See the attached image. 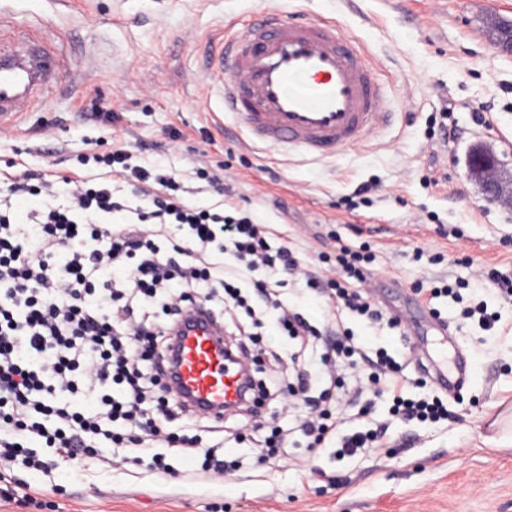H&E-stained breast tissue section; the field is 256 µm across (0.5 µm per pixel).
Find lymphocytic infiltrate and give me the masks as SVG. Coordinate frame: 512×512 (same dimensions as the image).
Returning a JSON list of instances; mask_svg holds the SVG:
<instances>
[{"label":"lymphocytic infiltrate","mask_w":512,"mask_h":512,"mask_svg":"<svg viewBox=\"0 0 512 512\" xmlns=\"http://www.w3.org/2000/svg\"><path fill=\"white\" fill-rule=\"evenodd\" d=\"M127 147L95 156L96 170L73 175L32 173L0 180V469H40L36 451L52 449L68 464L112 461L117 448H136L168 473L158 449L180 441L201 458L205 479L223 478L222 448L199 449L206 416L187 410L163 382L171 331L183 311L209 309L225 320L239 309L254 335L276 331L303 347L323 337L318 395L303 396V434L312 445L335 441L337 458L384 439L380 426L345 432L343 406L370 413L373 399L391 400L395 420L447 419L440 397L412 399L403 365L385 349L366 350L346 317L398 329L364 286L373 257L336 247L320 253L337 278L325 293V332L290 309L281 278L302 269L287 245L272 246L250 212L195 205L169 170L133 166ZM180 227L181 236L168 234ZM209 293H201V283ZM357 374L343 391L341 368ZM182 436H174L172 425Z\"/></svg>","instance_id":"f902f5d3"}]
</instances>
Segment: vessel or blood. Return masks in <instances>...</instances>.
<instances>
[{
    "instance_id": "b4317fda",
    "label": "vessel or blood",
    "mask_w": 512,
    "mask_h": 512,
    "mask_svg": "<svg viewBox=\"0 0 512 512\" xmlns=\"http://www.w3.org/2000/svg\"><path fill=\"white\" fill-rule=\"evenodd\" d=\"M60 69L42 38L0 21V127L57 88ZM206 70L250 142L287 155L332 157L392 123L384 86L358 47L335 24L300 13L264 9L225 22L209 42ZM170 363V390L196 413L223 419L248 391L240 364L224 352L223 328L204 308L190 309L176 326ZM432 372L453 392L468 381L470 365L457 356Z\"/></svg>"
}]
</instances>
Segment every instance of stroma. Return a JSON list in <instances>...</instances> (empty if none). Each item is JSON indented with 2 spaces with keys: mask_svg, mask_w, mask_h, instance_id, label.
Listing matches in <instances>:
<instances>
[{
  "mask_svg": "<svg viewBox=\"0 0 512 512\" xmlns=\"http://www.w3.org/2000/svg\"><path fill=\"white\" fill-rule=\"evenodd\" d=\"M263 8L305 11L352 37L388 89L394 124L328 159L248 143L209 84L201 48L225 21ZM0 16L47 37L62 59L60 89L0 130V174H68L127 145L133 163H166L194 203L252 211L304 267L333 252V234L370 243L375 299L389 312L406 313L421 281L512 276V205L486 199L467 166L474 148L493 151L500 180L512 182V56L493 47L496 26L512 25V0H0ZM443 112L462 131L452 145L429 134ZM476 112L487 124H473ZM202 167L222 169L232 198L198 178ZM364 184L372 206L341 207ZM436 253L458 262L431 263ZM485 299L501 317L492 336L452 299L436 303L472 372L460 393L441 395L447 420L392 422L376 400L351 427L390 428L354 457L309 452L291 408L277 415L290 441L276 458H261V433L225 416V459L236 467L217 484L193 475L175 447L165 450L169 475L149 457L117 455L108 468L59 462L18 477L56 512H512V447L488 443L512 414V300ZM313 466L321 478L310 479Z\"/></svg>",
  "mask_w": 512,
  "mask_h": 512,
  "instance_id": "stroma-1",
  "label": "stroma"
}]
</instances>
